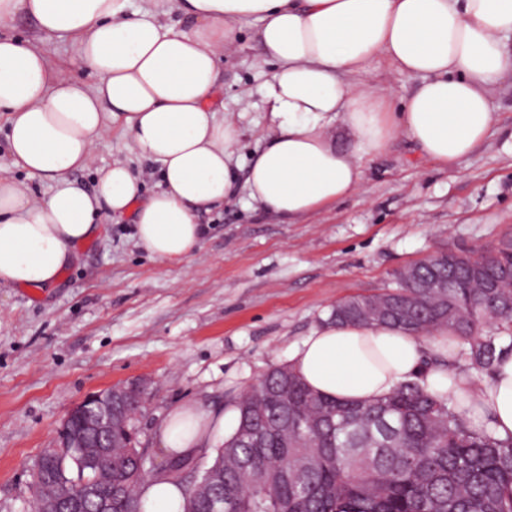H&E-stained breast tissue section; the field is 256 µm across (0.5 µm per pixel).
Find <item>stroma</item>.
Here are the masks:
<instances>
[{"instance_id":"1","label":"stroma","mask_w":512,"mask_h":512,"mask_svg":"<svg viewBox=\"0 0 512 512\" xmlns=\"http://www.w3.org/2000/svg\"><path fill=\"white\" fill-rule=\"evenodd\" d=\"M269 71L243 27L225 52L224 115L242 158L264 142ZM495 121L461 166L420 158L403 137L364 166L360 194L297 222L246 192L201 213L196 252L175 265L137 246L133 224L103 220L51 288H0V512H33L31 468L59 447L68 409L89 393L143 384L135 426L158 456L167 411L231 409L327 318L336 300L391 287L438 251L486 253L512 236V72Z\"/></svg>"}]
</instances>
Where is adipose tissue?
I'll list each match as a JSON object with an SVG mask.
<instances>
[{"label": "adipose tissue", "instance_id": "adipose-tissue-1", "mask_svg": "<svg viewBox=\"0 0 512 512\" xmlns=\"http://www.w3.org/2000/svg\"><path fill=\"white\" fill-rule=\"evenodd\" d=\"M179 20L133 12L130 0H0V24L25 14L49 38H68L92 81L53 66L32 44L0 36V112L8 115L12 163L47 182L0 177V286L46 288L70 266L101 217H130L138 245L180 264L198 246L201 212L236 190L242 130L223 118L224 49L258 22L272 70L261 86L269 134L245 184L265 212L303 217L357 194L364 163L403 136L443 168L468 158L494 123L493 87L512 70V0H173ZM387 59L416 85L400 107L373 86L368 66ZM359 74L357 83L343 81ZM341 121L350 148L330 133ZM121 123L137 159L156 163L162 183L144 194L124 161L102 169L94 191L71 180L91 168L95 146ZM448 332L426 339L391 327L323 324L289 362L312 390L371 401L420 380L465 400L470 376L425 366L447 354ZM475 426L512 436V355L483 383ZM237 414L194 404L171 408L158 433L166 455L191 456L233 434ZM144 512H182L183 494L157 475L143 486Z\"/></svg>", "mask_w": 512, "mask_h": 512}]
</instances>
